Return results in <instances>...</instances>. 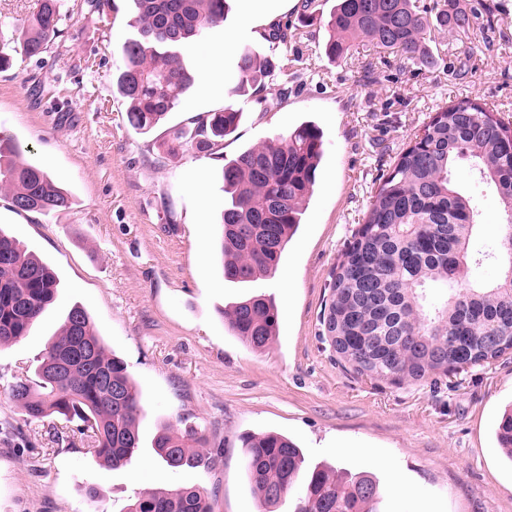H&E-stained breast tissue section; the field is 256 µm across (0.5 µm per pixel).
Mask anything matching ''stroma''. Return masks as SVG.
Returning <instances> with one entry per match:
<instances>
[{
	"mask_svg": "<svg viewBox=\"0 0 512 512\" xmlns=\"http://www.w3.org/2000/svg\"><path fill=\"white\" fill-rule=\"evenodd\" d=\"M301 2L277 14L288 41L274 45L257 38L233 0L224 24L182 59L198 78L223 49L225 83L236 50L259 48L273 64L264 88L231 98L197 82L146 135L128 124L113 86L134 34L129 0L104 16L92 0H60L51 48L0 71V135L71 197L69 208L42 215L0 195V231L60 278L28 336L0 346V512H125L135 497L173 485L216 490L215 512H261L240 437L270 431L293 438L310 461L375 474L386 488L381 512H512V466L493 436L512 401L511 353L398 384L340 362L321 325L332 273L371 192L423 123L459 101L512 123V0H460L475 14L474 32L432 31L431 67L361 40L328 58L325 31L301 22ZM230 104L242 119L218 153L164 152L175 128ZM308 120L324 134L325 157L299 233L273 278L225 282L215 250L225 160ZM454 178L475 198L474 249L493 255L472 277L494 280L505 222L496 193L467 163ZM254 293L273 296L283 318L261 351L232 336L221 316ZM77 306L146 396L141 446L117 471L100 465L76 423H24L9 396L13 382H37L42 353ZM164 424L204 431L214 467L163 468L151 441Z\"/></svg>",
	"mask_w": 512,
	"mask_h": 512,
	"instance_id": "35a3bbf8",
	"label": "stroma"
}]
</instances>
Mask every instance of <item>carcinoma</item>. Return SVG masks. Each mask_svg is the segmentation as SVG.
Here are the masks:
<instances>
[{"instance_id": "1", "label": "carcinoma", "mask_w": 512, "mask_h": 512, "mask_svg": "<svg viewBox=\"0 0 512 512\" xmlns=\"http://www.w3.org/2000/svg\"><path fill=\"white\" fill-rule=\"evenodd\" d=\"M137 36L123 47L117 90L128 102L126 117L149 133L194 84L179 49L204 39L224 23L228 0H132ZM457 0H336L324 26L326 53L341 57L351 41L433 64L426 36L431 28L467 34L471 15ZM60 0H38L19 29L28 58L46 52L58 37ZM271 63L258 48L235 58L230 96L265 86ZM241 113L226 107L174 132L169 150L190 146L216 153L237 128ZM512 128L488 109L460 101L441 109L395 159L370 197L363 223L332 274L324 335L339 359L372 379L419 381L449 367L475 365L512 352V258L491 284L462 288V265L483 258L471 253L477 231L471 197L452 181L466 160L481 182L492 185L506 217L504 253H512ZM21 148L0 138V191L15 209L44 215L70 206L69 194L38 166L20 160ZM323 157L319 127L305 121L288 136L253 145L224 163V210L219 235L224 281L253 283L276 272L316 183ZM57 273L23 245L0 234V346L27 335L54 299ZM438 289L444 301L427 303ZM231 335L264 349L280 331V314L260 293L224 307ZM39 384L10 385V398L28 421L62 416L81 422L90 452L118 470L140 448L137 416L144 393L125 363L107 353L102 337L80 307L70 310L38 366ZM494 439L512 466V408L503 412ZM251 488L273 509L301 480L304 496L295 512H379L383 488L365 472L311 465L301 449L277 433L241 437ZM208 438L195 427L163 426L152 440L159 461L171 470L196 468L209 459ZM127 512H214L200 488H161L136 497Z\"/></svg>"}]
</instances>
